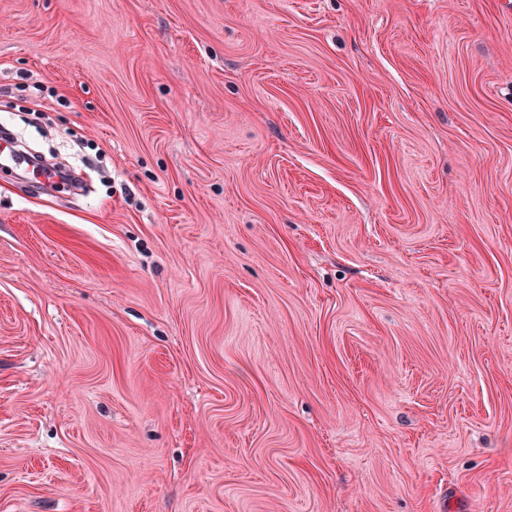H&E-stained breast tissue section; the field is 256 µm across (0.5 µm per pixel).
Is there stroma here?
<instances>
[{
  "label": "stroma",
  "mask_w": 512,
  "mask_h": 512,
  "mask_svg": "<svg viewBox=\"0 0 512 512\" xmlns=\"http://www.w3.org/2000/svg\"><path fill=\"white\" fill-rule=\"evenodd\" d=\"M0 512H512V0H0Z\"/></svg>",
  "instance_id": "35a3bbf8"
}]
</instances>
